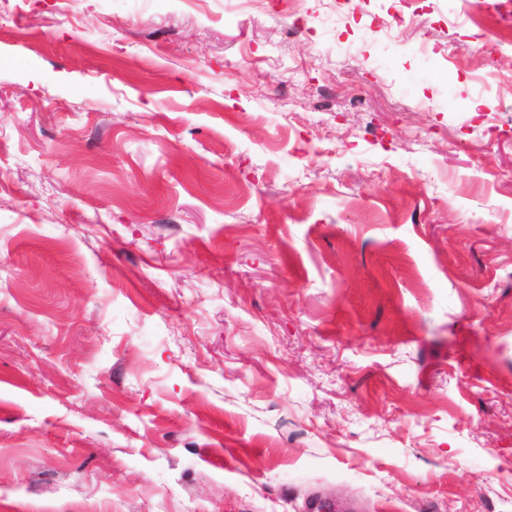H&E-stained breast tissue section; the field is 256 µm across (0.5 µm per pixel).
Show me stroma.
Wrapping results in <instances>:
<instances>
[{
	"mask_svg": "<svg viewBox=\"0 0 512 512\" xmlns=\"http://www.w3.org/2000/svg\"><path fill=\"white\" fill-rule=\"evenodd\" d=\"M477 2L303 0L292 35L272 0H10L0 512H512Z\"/></svg>",
	"mask_w": 512,
	"mask_h": 512,
	"instance_id": "obj_1",
	"label": "stroma"
}]
</instances>
